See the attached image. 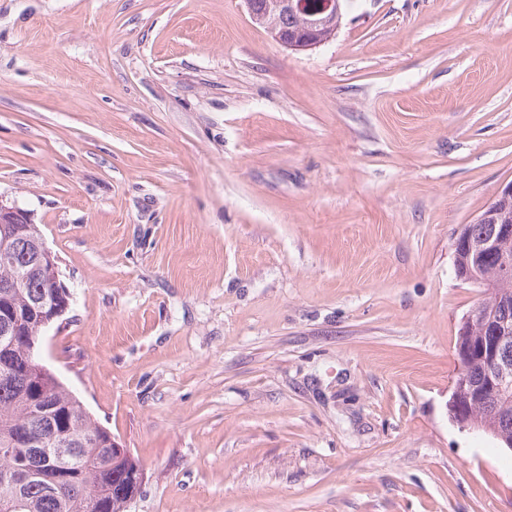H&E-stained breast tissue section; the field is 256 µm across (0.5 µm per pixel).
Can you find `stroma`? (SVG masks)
Returning a JSON list of instances; mask_svg holds the SVG:
<instances>
[{"mask_svg": "<svg viewBox=\"0 0 512 512\" xmlns=\"http://www.w3.org/2000/svg\"><path fill=\"white\" fill-rule=\"evenodd\" d=\"M510 180L512 0H344L306 51L244 0H0V200L128 512H512L448 411L454 238Z\"/></svg>", "mask_w": 512, "mask_h": 512, "instance_id": "obj_1", "label": "stroma"}]
</instances>
